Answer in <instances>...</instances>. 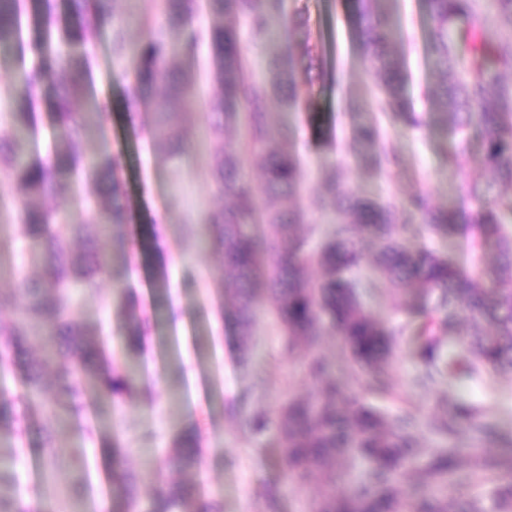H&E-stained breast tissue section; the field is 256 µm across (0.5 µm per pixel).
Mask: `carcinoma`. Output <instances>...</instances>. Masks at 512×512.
Segmentation results:
<instances>
[{
    "label": "carcinoma",
    "instance_id": "carcinoma-1",
    "mask_svg": "<svg viewBox=\"0 0 512 512\" xmlns=\"http://www.w3.org/2000/svg\"><path fill=\"white\" fill-rule=\"evenodd\" d=\"M76 21L59 24L51 5L36 20L37 35L24 39L23 11L19 0H0V58L4 53L19 58H43L46 44L54 40L65 47L49 65L41 63L16 74L19 84L10 112L0 123V172L9 182L0 187V233L16 229L38 241L44 252L40 278L20 279L13 292L0 290V309L22 304L20 315L8 331L0 329V371L11 369V353L25 349L28 340L43 336L46 344L39 360L23 373L24 396L66 425L80 415L76 403L84 385L92 386L96 402L117 404L131 392L134 380L112 361L106 341L94 329L74 318V291L94 288L96 279L112 275V251L97 248V239L110 237L125 251L122 230L130 220L124 201V185L115 156L98 155L83 148V140L104 127L108 106L97 101L80 111L92 80L89 52L97 29L110 24L117 28L112 57L124 60L132 70L125 97L128 102L151 106L148 133L166 148L172 158L183 154L192 143L191 127L174 117L186 115L197 105L195 80L174 68L180 58H193L201 46L209 48L216 61L211 74L213 94L206 103L211 129L221 137L224 125L240 131L239 139L224 145L216 155L213 176L219 194L228 204L211 212L210 224L222 254L224 271L234 286L236 318L240 333L252 335L262 313L259 289L272 302L273 314L283 331V347L293 353L304 345L307 375L316 393L305 399L285 400L278 414L279 462L284 472L305 478L322 475L323 484L312 512H448L447 499H437L429 489L447 488L458 471L463 449L440 448L422 458L418 438L410 420L388 419L348 393L343 376L320 353L322 337L336 334L352 360L362 369L365 389L388 394L392 389L389 360L406 327L372 317L364 300L381 284L395 288L417 287L423 299L419 311L416 358L420 365L417 384L438 378H461L479 368L496 371L512 367V234L504 228V212H512V36L491 28L479 15V0H426L433 20L431 34L435 64L453 79L434 98L454 116L451 131L465 135L472 128L484 136L479 167L492 172L510 193L492 201L476 179L467 183L462 203L447 210L433 206L419 192L406 200V208L418 219L402 224L396 205L355 195L336 175L323 187L315 208L333 222V230L316 247L310 240L320 234L308 224L303 211L280 210L271 202L299 195L303 176L301 161L272 146L277 130L268 112L271 98L287 112L304 110L302 86L313 84L321 73H312L313 63L298 70L288 45L268 64L259 77L242 53V32L228 26L234 17L245 25L255 43L275 37L277 0H207L209 22L193 23L196 0H156L141 14L143 37L125 40L118 0H72ZM395 0H356V35L368 57L373 81L368 94L377 111L394 121L416 124L405 96L404 66L388 51L391 43ZM56 88L52 101L56 135L67 150L46 159L26 160L22 143L36 131L34 106L42 86ZM378 120L356 129L357 151L383 171L398 164L386 148ZM245 151L264 155L261 188L244 178L241 155ZM85 173L93 180L97 195L87 201L97 218L89 222L71 219L74 200L72 177ZM264 224L263 235L253 225ZM297 224L308 225L304 235L294 232ZM366 231L376 242L373 260L365 259L355 237V228ZM457 227L472 230L471 244L494 237L508 277L497 274L487 281L471 276L464 266L432 252L413 254L396 238V232L414 235L423 228L449 232ZM80 240L84 251L75 254L70 241ZM312 265L321 267L320 278L308 276ZM468 314L477 327L489 323L494 333H474L460 352H443L442 329L433 314H444L443 325L452 326L460 313ZM146 328L132 320L124 335V352L143 349ZM55 373L56 390L42 385L43 372ZM14 400L0 392V486L10 484L14 457L3 452L4 432L11 430L6 418ZM469 410L447 411L435 424L444 439H457L461 417ZM199 433L187 430L168 452L167 470H192L198 463ZM50 466L83 461L82 452L49 441L43 446ZM504 463L491 456L474 459L472 479L498 485L499 512H512V474ZM358 471L344 494L336 493V479ZM418 470L422 481L409 499L395 485L398 474ZM131 505H139L142 478L120 470L113 473ZM149 498L148 512H189L198 499L191 484L163 483Z\"/></svg>",
    "mask_w": 512,
    "mask_h": 512
}]
</instances>
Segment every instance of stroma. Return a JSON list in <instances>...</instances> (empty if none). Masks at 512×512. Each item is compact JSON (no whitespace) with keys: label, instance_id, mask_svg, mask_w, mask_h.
<instances>
[{"label":"stroma","instance_id":"obj_1","mask_svg":"<svg viewBox=\"0 0 512 512\" xmlns=\"http://www.w3.org/2000/svg\"><path fill=\"white\" fill-rule=\"evenodd\" d=\"M353 0H279L283 18L303 17L308 36H296L292 52L303 58L305 41L316 44L314 63L324 69L322 81L305 93L307 109L286 113L273 108V118L287 135L279 149L298 156L309 172L291 207L309 212L321 181L342 170L348 185L359 195L404 204L408 195L422 190L441 207L459 199L472 177L489 182L477 160L482 154L478 130L466 142L448 133L452 117L438 107L432 90L443 74L432 64L429 32L431 19L423 0H397V39L394 57L403 61L405 93L417 125L388 123L385 142L401 160L398 168L383 173L372 170L357 155L354 127L375 117V101L367 95L372 80L369 61L353 36L349 17ZM111 26L96 36L93 79L88 94L111 104L104 136H91L86 150L118 156L120 178L126 188L130 220L125 228L126 256H115L111 277L98 288L77 295L75 318L101 329L114 354H121L130 316L148 320L144 350L130 361L138 376L136 389L114 406L86 408L68 429H60L48 414L14 406V428L20 432L19 455L26 460L10 490L30 512H130L123 491L111 483L114 469L147 473L158 465L183 430L197 426L200 433L199 464L186 474L165 472L166 480L194 485L201 497L220 500L224 512H260L267 487L280 488L278 512H310L321 481L284 480L274 445L277 430L262 435L248 431L246 417L253 410L277 419L281 402L315 393L307 377L303 354L282 351V332L271 315H260L251 340L262 354L252 369L240 365L241 338L235 323V299L222 258L212 246L189 240L186 225L208 232L207 216L224 202L217 192L207 162L223 142L236 139L228 127L223 139L207 134L209 115L204 105L213 87L206 75L213 63L207 48L196 59H182L183 72H200L201 100L185 123L198 132V143L172 159L145 133L148 106L127 107L124 88L131 79L126 63L111 56ZM51 85H44L37 104V134L28 150L42 158L60 148L50 103ZM403 245L413 252L432 251L461 263L468 260L467 239L455 232H429L406 237ZM0 253L12 261L0 271V289L9 290L21 277L41 272L39 245L13 232L0 235ZM420 299L415 292L381 287L367 299L374 318L408 321L417 318ZM417 363L411 342L401 343L393 357L394 395L359 391V399L385 416H409L419 434L422 455H430L443 442L429 427L446 407L464 402L472 406L478 423L494 429L487 437L465 429L458 445L465 455L494 453L512 461V369L485 371L444 380L427 388L413 384ZM84 451L83 469H49L41 452L47 437Z\"/></svg>","mask_w":512,"mask_h":512}]
</instances>
